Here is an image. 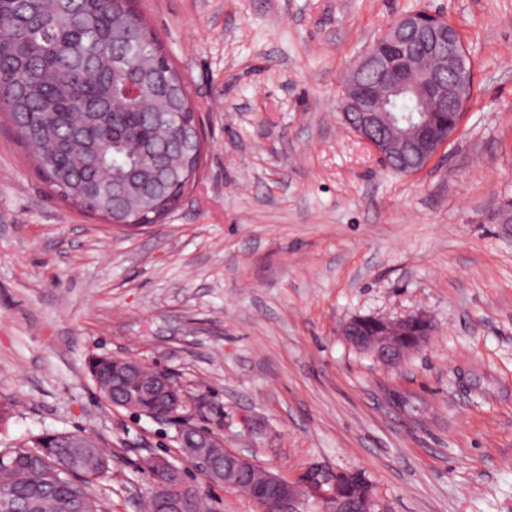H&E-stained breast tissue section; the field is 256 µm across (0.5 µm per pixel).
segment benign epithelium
<instances>
[{
  "label": "benign epithelium",
  "instance_id": "1",
  "mask_svg": "<svg viewBox=\"0 0 512 512\" xmlns=\"http://www.w3.org/2000/svg\"><path fill=\"white\" fill-rule=\"evenodd\" d=\"M382 67L387 76L379 84L364 80L366 72ZM475 87L474 69L459 30L447 18L429 11L402 13L358 57L342 82L339 112L358 113L353 132L376 153L383 164L388 156L415 151L424 162H430L457 132L465 108ZM411 93L421 107L419 119L396 121L395 102L404 93ZM448 101L457 113V122L448 124L447 136L436 141L428 104ZM175 175L164 167L157 169L146 193L163 194ZM381 334H364L359 320L352 319L342 328V335L354 347L373 354L386 365H396L406 354L421 347L431 335V323L422 315L414 319L381 320ZM180 387L166 371L159 375H143L140 392L152 396L156 407L151 417L174 420L178 406L184 401L170 398ZM196 432L202 438L180 440L181 447L201 446L203 438L224 448L222 453L202 454L191 458L195 468L210 482L224 478V486L237 488V473L251 469L255 462L240 452L224 447L223 441L206 428ZM163 473L155 486L157 512H186L188 502L198 488L185 481L179 467L163 456L148 459ZM250 497L264 512H304L314 505L319 512H353V504L337 487V482L324 490L315 481L305 484H284L281 477L266 471Z\"/></svg>",
  "mask_w": 512,
  "mask_h": 512
}]
</instances>
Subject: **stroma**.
<instances>
[{"label": "stroma", "mask_w": 512, "mask_h": 512, "mask_svg": "<svg viewBox=\"0 0 512 512\" xmlns=\"http://www.w3.org/2000/svg\"><path fill=\"white\" fill-rule=\"evenodd\" d=\"M186 79L207 153L161 223L117 230L58 200L0 120V452L84 429L115 455L96 492L142 512L144 459L211 512H262L191 471L175 428L103 403L92 356L166 370L187 420L283 479L362 470L388 512H512V0H133ZM461 32L475 90L421 172L383 168L340 82L398 15ZM424 313L387 367L358 316Z\"/></svg>", "instance_id": "1"}]
</instances>
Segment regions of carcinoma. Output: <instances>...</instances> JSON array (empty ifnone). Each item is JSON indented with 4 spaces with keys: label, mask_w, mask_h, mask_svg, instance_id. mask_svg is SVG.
<instances>
[{
    "label": "carcinoma",
    "mask_w": 512,
    "mask_h": 512,
    "mask_svg": "<svg viewBox=\"0 0 512 512\" xmlns=\"http://www.w3.org/2000/svg\"><path fill=\"white\" fill-rule=\"evenodd\" d=\"M193 111L159 35L127 0H0V112L58 199L116 226L158 223L196 177L203 145L175 143L142 116ZM162 164L179 177L148 197L141 185ZM88 368L112 385V360ZM111 463L84 430L33 435L0 456V500L24 512H101L92 486ZM340 479L354 499L374 487L363 471Z\"/></svg>",
    "instance_id": "obj_1"
}]
</instances>
